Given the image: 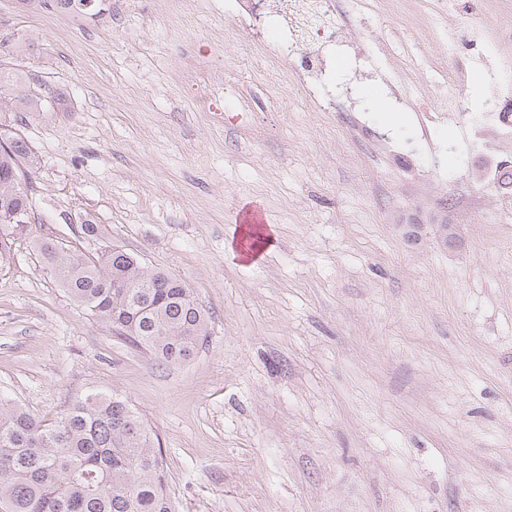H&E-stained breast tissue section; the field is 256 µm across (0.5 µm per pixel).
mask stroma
Segmentation results:
<instances>
[{
	"instance_id": "stroma-1",
	"label": "stroma",
	"mask_w": 512,
	"mask_h": 512,
	"mask_svg": "<svg viewBox=\"0 0 512 512\" xmlns=\"http://www.w3.org/2000/svg\"><path fill=\"white\" fill-rule=\"evenodd\" d=\"M337 4L323 112L265 83L276 35L257 46L229 0H0V112L40 158L31 236L90 251L69 224L88 216L208 316L187 361L160 362L18 239L0 397L48 423L87 389L126 397L174 512H512V215L471 206L494 146L451 122L490 70L512 110V0ZM250 205L274 241L246 264Z\"/></svg>"
}]
</instances>
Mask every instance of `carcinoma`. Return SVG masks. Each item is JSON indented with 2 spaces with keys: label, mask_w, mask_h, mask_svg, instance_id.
<instances>
[{
  "label": "carcinoma",
  "mask_w": 512,
  "mask_h": 512,
  "mask_svg": "<svg viewBox=\"0 0 512 512\" xmlns=\"http://www.w3.org/2000/svg\"><path fill=\"white\" fill-rule=\"evenodd\" d=\"M0 271L35 216L30 170L38 156L17 125L0 118ZM81 238L104 231L79 217ZM43 270L112 335L166 363L189 359L206 336L205 310L184 281L149 269L124 249L70 250L35 240ZM127 283V288H116ZM7 512H173L162 455L137 413L117 394L88 390L46 424L0 399V507Z\"/></svg>",
  "instance_id": "carcinoma-1"
}]
</instances>
